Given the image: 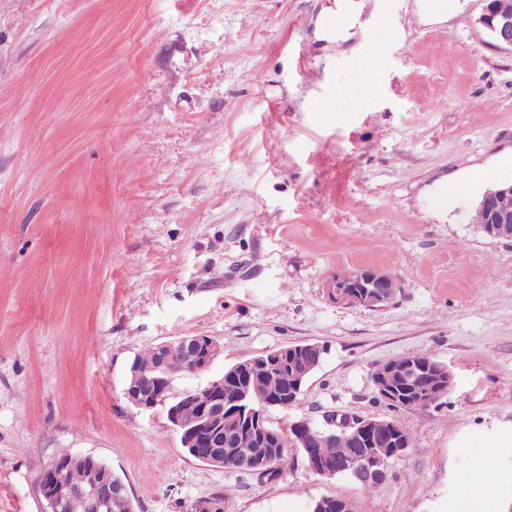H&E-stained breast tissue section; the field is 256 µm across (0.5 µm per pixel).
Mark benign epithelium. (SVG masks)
Listing matches in <instances>:
<instances>
[{
  "label": "benign epithelium",
  "mask_w": 512,
  "mask_h": 512,
  "mask_svg": "<svg viewBox=\"0 0 512 512\" xmlns=\"http://www.w3.org/2000/svg\"><path fill=\"white\" fill-rule=\"evenodd\" d=\"M483 6L476 19L477 24L490 36L495 46L512 50V0H482ZM512 193V181L501 182L487 189L479 203L489 217L487 230L493 238L512 239V216L500 212L496 207L499 196ZM399 290L397 281L386 272L372 267L363 268L361 283L350 288L335 276L326 281L324 292L329 301L343 306L373 308L390 301ZM188 354L191 371L205 372L212 365L223 347L213 338L204 335L183 336L179 339ZM317 344H297L283 347L237 363L233 371L247 375L254 368L278 367L290 361L302 359L308 351H319ZM403 381L408 385H420L423 370L411 361L404 365L381 363L373 369L372 383L377 399L409 409L426 407L433 403L429 393L423 392L418 400L410 402L400 396L395 383ZM128 400L136 407L151 409L168 399L160 390L152 395H144L130 385L125 391ZM197 397L204 403L200 416L192 421L182 419L174 410L169 411L171 428L180 436L182 447L196 451L199 444L209 448L206 461L214 466H224V420L250 428L266 437L271 430L266 427L265 410H257L249 400L248 383L242 382L236 388L234 399L224 403V378L220 377L198 389ZM296 447L303 449L308 467L320 476L333 477L340 472H348L360 483L382 484L386 478L389 460L403 456L407 448L397 441L395 422L384 419L365 418L357 414L327 413L323 424L314 426L306 419L290 424ZM337 429L350 438L351 444L359 448L349 462L328 461L322 458L310 440L314 433ZM62 467L55 459L42 471L39 482L40 494L49 501L52 512H61L63 495L55 487L54 477ZM237 467L257 475L259 478L280 477V466L274 456L238 462ZM112 493V482L104 476L100 483L90 489L77 487L69 490L73 497L84 499L89 512H100L104 502ZM224 505L217 496L202 498L193 504L192 512H223Z\"/></svg>",
  "instance_id": "benign-epithelium-1"
}]
</instances>
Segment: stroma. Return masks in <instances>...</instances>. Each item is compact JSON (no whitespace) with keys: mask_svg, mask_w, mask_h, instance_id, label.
Returning a JSON list of instances; mask_svg holds the SVG:
<instances>
[{"mask_svg":"<svg viewBox=\"0 0 512 512\" xmlns=\"http://www.w3.org/2000/svg\"><path fill=\"white\" fill-rule=\"evenodd\" d=\"M481 7L0 0V512H46L38 478L63 453L108 463L135 512L218 491L224 512L324 496L467 512L492 470L508 481L488 512H512V240L474 221L485 187L512 180V51L476 25ZM340 11L350 26L328 33ZM362 267L399 282L390 302L326 299L331 276ZM189 335L222 353L170 398L314 343L319 367L269 424L395 419L412 444L369 493L297 450L271 483L203 464L165 405L125 396L134 356ZM420 353L448 368L447 395L378 400L374 366Z\"/></svg>","mask_w":512,"mask_h":512,"instance_id":"35a3bbf8","label":"stroma"}]
</instances>
